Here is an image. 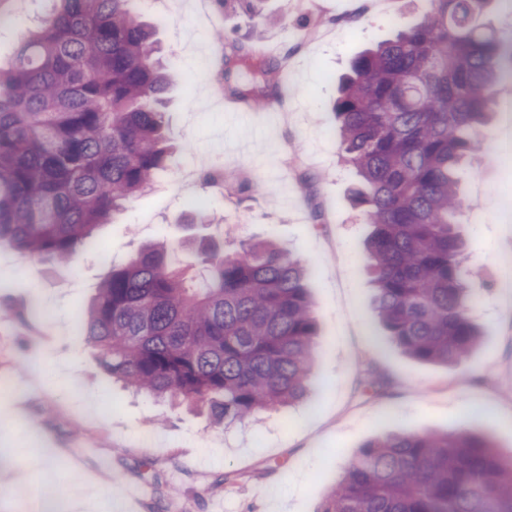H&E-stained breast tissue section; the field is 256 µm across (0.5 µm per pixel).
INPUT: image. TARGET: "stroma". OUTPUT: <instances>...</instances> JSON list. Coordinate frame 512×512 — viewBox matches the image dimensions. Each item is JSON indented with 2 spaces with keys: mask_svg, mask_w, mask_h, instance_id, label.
<instances>
[{
  "mask_svg": "<svg viewBox=\"0 0 512 512\" xmlns=\"http://www.w3.org/2000/svg\"><path fill=\"white\" fill-rule=\"evenodd\" d=\"M194 0H139L155 22L160 55L179 83L168 93L174 160L194 161L199 174L223 170L232 182L197 183L185 191L176 172L161 176L96 235L109 260L80 256L79 275L46 259L0 247V379L24 382L36 331L60 329L62 347H48V370L68 364L64 384L44 382L34 397H0V512H18L29 486L69 480L61 512H87L89 498L112 512H316L350 457L369 439L393 432L470 431L489 435L512 455V303L502 301L499 267L512 252V220L500 216L512 199V78L498 84L485 148L458 173L473 271L471 317L484 328L480 344L457 366L415 361L386 337L373 311L374 288L363 241L370 232L350 200L353 167L339 154L331 119L340 77L367 46L392 32L391 16L422 15L426 0H392L389 13L358 0H267L268 21L241 7H212L199 23ZM43 0H0V66L17 38L43 15ZM223 32L265 60L290 67L288 118L267 120L232 90H219L203 59ZM272 238L309 266L315 305L314 384L288 413L268 410L242 425H214L207 411L174 407L113 381L76 323L108 271L144 244H178L187 276L199 275L204 246L234 255L251 238ZM44 313L23 314L27 300ZM375 371L388 380L366 386ZM37 461L34 470L24 461Z\"/></svg>",
  "mask_w": 512,
  "mask_h": 512,
  "instance_id": "1",
  "label": "stroma"
}]
</instances>
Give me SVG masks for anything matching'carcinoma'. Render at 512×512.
<instances>
[{
    "label": "carcinoma",
    "instance_id": "obj_1",
    "mask_svg": "<svg viewBox=\"0 0 512 512\" xmlns=\"http://www.w3.org/2000/svg\"><path fill=\"white\" fill-rule=\"evenodd\" d=\"M0 72V245L77 272L96 229L168 168L163 94L136 0H51ZM265 22L262 0H219ZM499 0H428L361 52L332 119L366 241L375 311L408 357L459 365L482 331L469 316L458 169L483 149L501 67L484 22ZM224 84L265 105L269 70L226 59ZM156 242L114 266L77 324L113 377L230 426L288 407L310 384L316 322L307 268L274 240L206 252L196 281ZM318 512H512V458L474 433H393L346 463Z\"/></svg>",
    "mask_w": 512,
    "mask_h": 512
}]
</instances>
